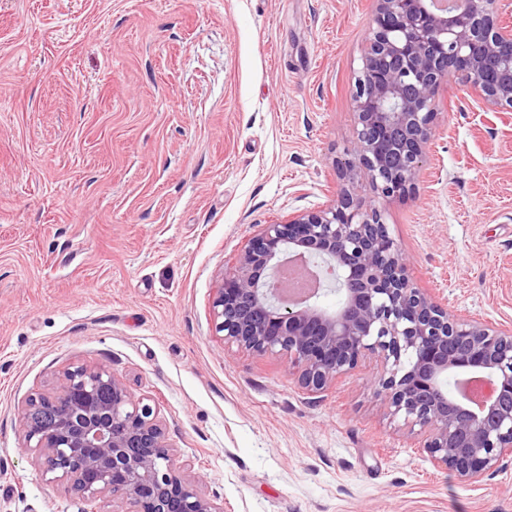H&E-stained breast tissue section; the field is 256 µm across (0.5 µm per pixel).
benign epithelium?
<instances>
[{
	"mask_svg": "<svg viewBox=\"0 0 512 512\" xmlns=\"http://www.w3.org/2000/svg\"><path fill=\"white\" fill-rule=\"evenodd\" d=\"M509 0H374L363 67L352 90V148L336 160L333 203L265 224L222 274L213 301L224 346L280 353L309 391L324 389L369 355L380 362L373 394L392 420L427 433L433 464L475 483L512 459V329L464 321L418 288L363 183L403 196L424 168L440 92L454 85L485 112H512ZM495 60L508 77L489 84ZM325 272L342 296L334 311L284 297L285 251ZM480 372V403L442 388ZM21 416L47 470L95 498L119 493L130 512H221L176 462L150 405L103 366L67 373L62 390Z\"/></svg>",
	"mask_w": 512,
	"mask_h": 512,
	"instance_id": "benign-epithelium-1",
	"label": "benign epithelium"
}]
</instances>
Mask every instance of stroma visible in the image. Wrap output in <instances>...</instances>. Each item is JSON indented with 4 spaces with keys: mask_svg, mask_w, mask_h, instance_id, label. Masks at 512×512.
I'll return each instance as SVG.
<instances>
[{
    "mask_svg": "<svg viewBox=\"0 0 512 512\" xmlns=\"http://www.w3.org/2000/svg\"><path fill=\"white\" fill-rule=\"evenodd\" d=\"M373 0H0V512H124L46 469L19 422L102 365L221 512H512L372 395L225 349L217 277L264 224L336 195ZM413 196L380 200L420 288L512 327V112L456 88Z\"/></svg>",
    "mask_w": 512,
    "mask_h": 512,
    "instance_id": "obj_1",
    "label": "stroma"
}]
</instances>
